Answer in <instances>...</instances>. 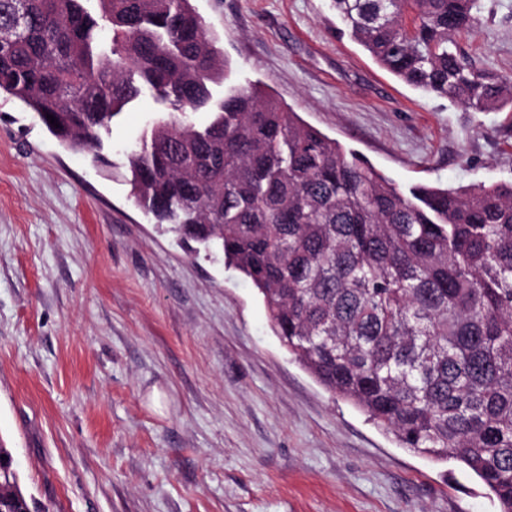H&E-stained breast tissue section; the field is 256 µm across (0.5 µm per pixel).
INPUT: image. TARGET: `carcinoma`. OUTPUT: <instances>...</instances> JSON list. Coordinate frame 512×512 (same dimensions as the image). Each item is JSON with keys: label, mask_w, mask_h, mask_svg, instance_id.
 Masks as SVG:
<instances>
[{"label": "carcinoma", "mask_w": 512, "mask_h": 512, "mask_svg": "<svg viewBox=\"0 0 512 512\" xmlns=\"http://www.w3.org/2000/svg\"><path fill=\"white\" fill-rule=\"evenodd\" d=\"M331 9L404 84L468 112L512 105V74L461 46L479 0ZM0 29V94L97 167L113 120L151 92L163 115L126 155L135 205L249 279L321 386L512 512V182L400 190L259 89L224 86L190 0H0ZM14 471L0 470L5 510Z\"/></svg>", "instance_id": "carcinoma-1"}]
</instances>
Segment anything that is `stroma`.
I'll return each mask as SVG.
<instances>
[{"label":"stroma","mask_w":512,"mask_h":512,"mask_svg":"<svg viewBox=\"0 0 512 512\" xmlns=\"http://www.w3.org/2000/svg\"><path fill=\"white\" fill-rule=\"evenodd\" d=\"M232 67L400 189L512 182V109L468 112L380 68L330 0H192ZM462 45L512 74V0ZM111 164L61 147L0 96V445L47 512H498L456 462L400 447L288 353L237 269L132 202Z\"/></svg>","instance_id":"1"}]
</instances>
